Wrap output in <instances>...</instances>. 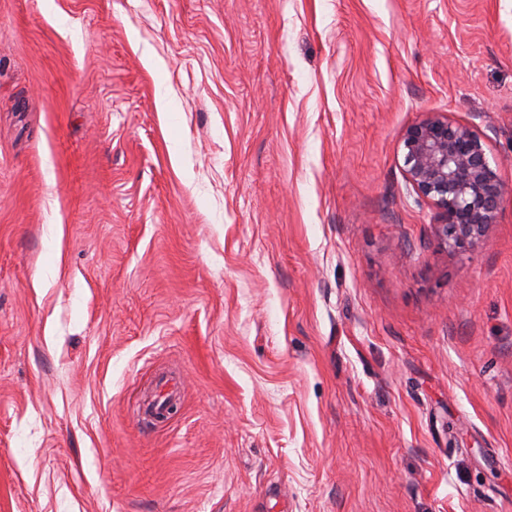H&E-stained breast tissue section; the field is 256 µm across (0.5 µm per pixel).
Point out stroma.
<instances>
[{"mask_svg":"<svg viewBox=\"0 0 512 512\" xmlns=\"http://www.w3.org/2000/svg\"><path fill=\"white\" fill-rule=\"evenodd\" d=\"M508 454L512 0H0V512H512ZM401 144L406 177L418 200L439 210L438 243L463 252L488 239L505 188L482 135L448 115L433 116L409 125Z\"/></svg>","mask_w":512,"mask_h":512,"instance_id":"35a3bbf8","label":"stroma"}]
</instances>
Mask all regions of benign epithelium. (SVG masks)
<instances>
[{
    "label": "benign epithelium",
    "mask_w": 512,
    "mask_h": 512,
    "mask_svg": "<svg viewBox=\"0 0 512 512\" xmlns=\"http://www.w3.org/2000/svg\"><path fill=\"white\" fill-rule=\"evenodd\" d=\"M407 180L417 198L439 210L438 243L463 252L488 239L505 191L499 163L490 160L472 126L433 116L409 125L401 137Z\"/></svg>",
    "instance_id": "7a95c632"
}]
</instances>
